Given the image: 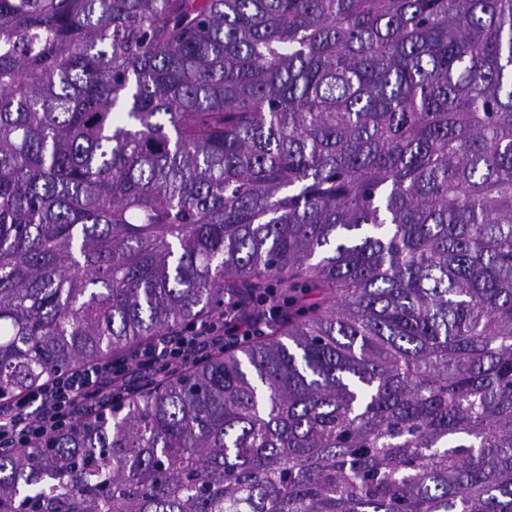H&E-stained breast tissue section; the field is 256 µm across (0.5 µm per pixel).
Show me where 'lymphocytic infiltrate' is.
I'll use <instances>...</instances> for the list:
<instances>
[{
	"label": "lymphocytic infiltrate",
	"mask_w": 512,
	"mask_h": 512,
	"mask_svg": "<svg viewBox=\"0 0 512 512\" xmlns=\"http://www.w3.org/2000/svg\"><path fill=\"white\" fill-rule=\"evenodd\" d=\"M224 339L223 325L195 326L174 336L159 337L123 360H107L56 376L23 400L0 405V454L70 426L78 417L96 412L102 398L122 396L156 370L203 357L223 346Z\"/></svg>",
	"instance_id": "obj_1"
}]
</instances>
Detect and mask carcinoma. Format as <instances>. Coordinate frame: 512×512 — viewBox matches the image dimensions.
Instances as JSON below:
<instances>
[{"mask_svg": "<svg viewBox=\"0 0 512 512\" xmlns=\"http://www.w3.org/2000/svg\"><path fill=\"white\" fill-rule=\"evenodd\" d=\"M264 302L0 512H512V0H0V405Z\"/></svg>", "mask_w": 512, "mask_h": 512, "instance_id": "cac0c4a2", "label": "carcinoma"}]
</instances>
